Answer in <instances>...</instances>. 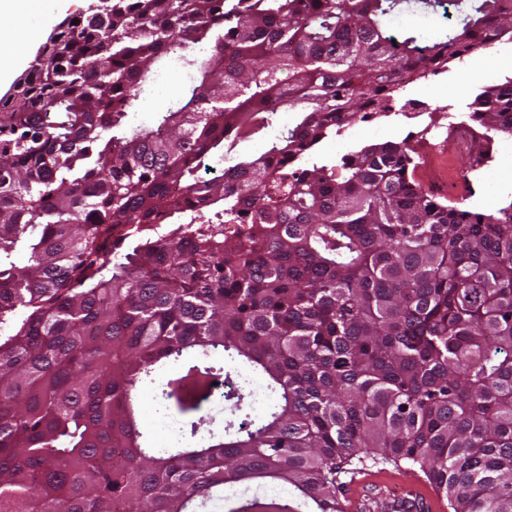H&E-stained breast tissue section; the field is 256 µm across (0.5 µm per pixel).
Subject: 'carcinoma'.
<instances>
[{
	"label": "carcinoma",
	"mask_w": 512,
	"mask_h": 512,
	"mask_svg": "<svg viewBox=\"0 0 512 512\" xmlns=\"http://www.w3.org/2000/svg\"><path fill=\"white\" fill-rule=\"evenodd\" d=\"M413 3L440 0H90L57 25L0 99V512H345L368 459L420 471L449 512H512V200L425 191L408 137L306 161L512 42V0L394 31ZM173 59L195 78L131 126ZM471 106L476 167L512 135V77ZM247 375L271 406L232 387L241 416L214 433L200 397ZM245 480L280 494L224 495Z\"/></svg>",
	"instance_id": "obj_1"
}]
</instances>
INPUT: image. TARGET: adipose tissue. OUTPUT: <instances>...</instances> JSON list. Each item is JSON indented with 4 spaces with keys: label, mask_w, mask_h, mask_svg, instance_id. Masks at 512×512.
<instances>
[{
    "label": "adipose tissue",
    "mask_w": 512,
    "mask_h": 512,
    "mask_svg": "<svg viewBox=\"0 0 512 512\" xmlns=\"http://www.w3.org/2000/svg\"><path fill=\"white\" fill-rule=\"evenodd\" d=\"M68 4L69 0H38L41 19L34 23L27 0H0V76L14 67L28 46L41 40L46 20Z\"/></svg>",
    "instance_id": "1"
}]
</instances>
